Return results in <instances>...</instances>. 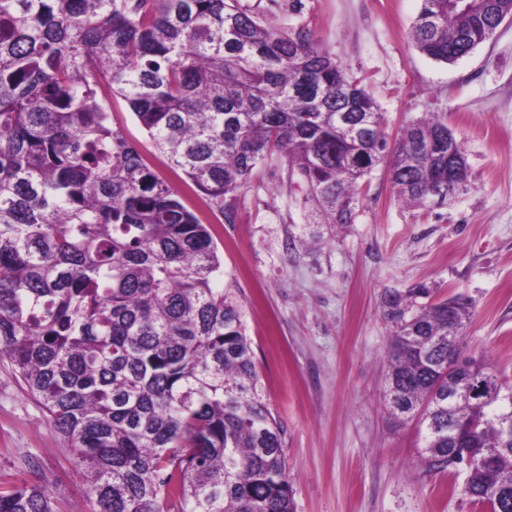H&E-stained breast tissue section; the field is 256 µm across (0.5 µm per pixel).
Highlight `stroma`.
Wrapping results in <instances>:
<instances>
[{
  "label": "stroma",
  "instance_id": "stroma-1",
  "mask_svg": "<svg viewBox=\"0 0 512 512\" xmlns=\"http://www.w3.org/2000/svg\"><path fill=\"white\" fill-rule=\"evenodd\" d=\"M279 32L311 31L351 76L363 79L390 137L443 117L470 167L464 193L410 206L386 166L363 180L347 224H329L300 175L273 157L231 199L230 216L181 194L213 225L219 284L243 313L263 400L279 421L296 512H481L464 474L421 464L412 424L383 401L385 352L395 325L389 294L413 311L455 294L473 303L470 353L512 382V24L452 64L410 40L421 0H237ZM112 120L167 175L127 104ZM41 407L0 366V479L21 481L35 454L70 512H90L87 486Z\"/></svg>",
  "mask_w": 512,
  "mask_h": 512
}]
</instances>
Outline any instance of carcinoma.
Here are the masks:
<instances>
[{
	"instance_id": "cac0c4a2",
	"label": "carcinoma",
	"mask_w": 512,
	"mask_h": 512,
	"mask_svg": "<svg viewBox=\"0 0 512 512\" xmlns=\"http://www.w3.org/2000/svg\"><path fill=\"white\" fill-rule=\"evenodd\" d=\"M421 0L414 46L453 63L490 40L512 0L459 12ZM123 98L169 169L214 211L278 152L330 224L385 165L425 204L448 181V125L353 140L376 111L309 32L279 33L235 0H0V365L83 470L91 512H296L281 427L261 394L242 313L215 286L214 229L112 121ZM386 352L384 406L418 428L431 470L464 465L463 493L512 512V384L465 349L458 294L406 316ZM468 366L473 391L448 377ZM0 512H67L41 479L0 486Z\"/></svg>"
}]
</instances>
